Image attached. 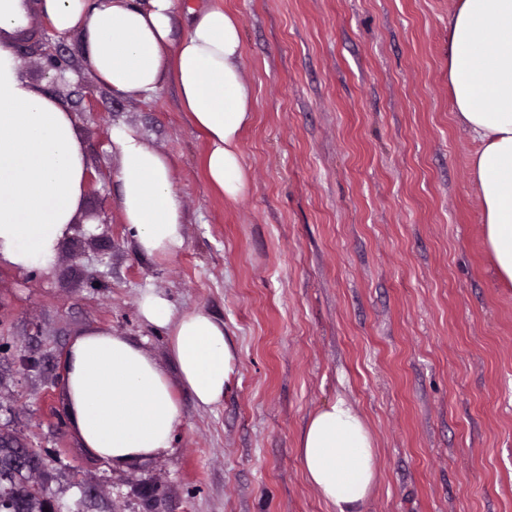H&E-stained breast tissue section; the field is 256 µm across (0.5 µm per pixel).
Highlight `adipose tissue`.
Returning <instances> with one entry per match:
<instances>
[{
	"instance_id": "ef3b65f1",
	"label": "adipose tissue",
	"mask_w": 512,
	"mask_h": 512,
	"mask_svg": "<svg viewBox=\"0 0 512 512\" xmlns=\"http://www.w3.org/2000/svg\"><path fill=\"white\" fill-rule=\"evenodd\" d=\"M58 35L81 32L83 56L118 96L155 94L173 82L190 124L207 142L211 186L235 201L248 187L242 132L253 91L242 77L243 40L235 15L192 12L178 32L177 0H38ZM20 0H0V263L49 267L71 234L87 184L86 149L69 107L24 79L15 53ZM448 84L459 124L477 144L470 160L483 208L485 242L498 278L512 283V0H459L448 18ZM121 160L118 207L138 250L165 260L184 246V210L168 156L138 127L108 131ZM143 319L167 331L175 375L142 347L111 331L76 338L64 359L68 413L81 448L118 463L171 448L181 422L177 389L210 407L234 372L224 324L209 312H174L153 290ZM304 474L332 512H360L377 481L374 438L344 398L319 409L300 441Z\"/></svg>"
}]
</instances>
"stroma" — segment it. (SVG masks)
Here are the masks:
<instances>
[{"label":"stroma","mask_w":512,"mask_h":512,"mask_svg":"<svg viewBox=\"0 0 512 512\" xmlns=\"http://www.w3.org/2000/svg\"><path fill=\"white\" fill-rule=\"evenodd\" d=\"M224 7L254 94L246 193L224 199L166 84L115 96L80 33L32 14L22 76L66 103L95 176L40 270L0 265V428L36 448L60 512H330L306 479L310 416L347 399L377 448L362 512H512V284L498 279L448 85L456 0H188ZM72 80L47 68L44 42ZM167 155L185 217L174 257L140 253L117 205L113 123ZM224 323L221 404L178 392L172 448L118 463L81 448L66 410L72 341L106 329L172 371L147 289Z\"/></svg>","instance_id":"stroma-1"}]
</instances>
